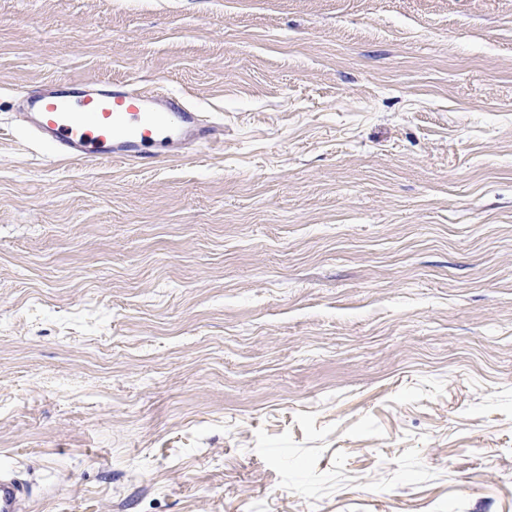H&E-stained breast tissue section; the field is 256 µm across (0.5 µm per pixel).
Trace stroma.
I'll return each mask as SVG.
<instances>
[{"mask_svg": "<svg viewBox=\"0 0 512 512\" xmlns=\"http://www.w3.org/2000/svg\"><path fill=\"white\" fill-rule=\"evenodd\" d=\"M162 82L224 148L16 127ZM29 512H512V0H0V468ZM77 83L70 92L66 85ZM17 124L59 156L149 168L159 158L224 147V126L158 84L52 80L19 99Z\"/></svg>", "mask_w": 512, "mask_h": 512, "instance_id": "stroma-1", "label": "stroma"}]
</instances>
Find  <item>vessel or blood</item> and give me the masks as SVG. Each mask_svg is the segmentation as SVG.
I'll return each mask as SVG.
<instances>
[{
	"label": "vessel or blood",
	"instance_id": "b4317fda",
	"mask_svg": "<svg viewBox=\"0 0 512 512\" xmlns=\"http://www.w3.org/2000/svg\"><path fill=\"white\" fill-rule=\"evenodd\" d=\"M19 126L59 156L151 167L159 158L224 145V126L157 84L88 80L79 92L53 80L19 99ZM28 483L0 471V512H20Z\"/></svg>",
	"mask_w": 512,
	"mask_h": 512
}]
</instances>
